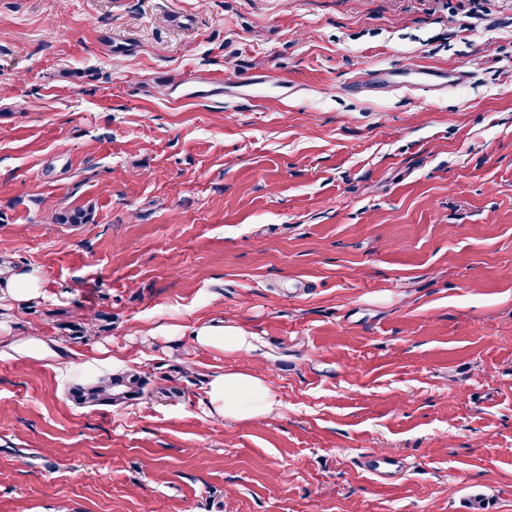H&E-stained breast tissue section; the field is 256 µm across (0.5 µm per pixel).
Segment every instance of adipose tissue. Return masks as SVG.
<instances>
[{
  "mask_svg": "<svg viewBox=\"0 0 512 512\" xmlns=\"http://www.w3.org/2000/svg\"><path fill=\"white\" fill-rule=\"evenodd\" d=\"M44 286L38 269L0 266V298L26 302L38 297ZM196 345L246 357L255 350L252 337L232 324H204L194 331ZM210 412L227 420H248L273 413L278 405L266 378L243 369L212 375L207 385Z\"/></svg>",
  "mask_w": 512,
  "mask_h": 512,
  "instance_id": "obj_1",
  "label": "adipose tissue"
}]
</instances>
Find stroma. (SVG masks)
I'll return each mask as SVG.
<instances>
[{
	"mask_svg": "<svg viewBox=\"0 0 512 512\" xmlns=\"http://www.w3.org/2000/svg\"><path fill=\"white\" fill-rule=\"evenodd\" d=\"M0 261V512H512V0H0ZM42 288H44V281L38 269H17L6 264L0 266L1 300L3 297L14 302H27L38 297ZM196 345L219 350L242 357L250 356L256 346L253 336H247L240 328L232 324H204L194 331ZM210 412L226 420H248L273 413L278 401L266 378L243 369H224L207 385ZM145 381L137 372L102 376L72 390V399L80 405L105 406L139 399L144 394Z\"/></svg>",
	"mask_w": 512,
	"mask_h": 512,
	"instance_id": "1",
	"label": "stroma"
}]
</instances>
